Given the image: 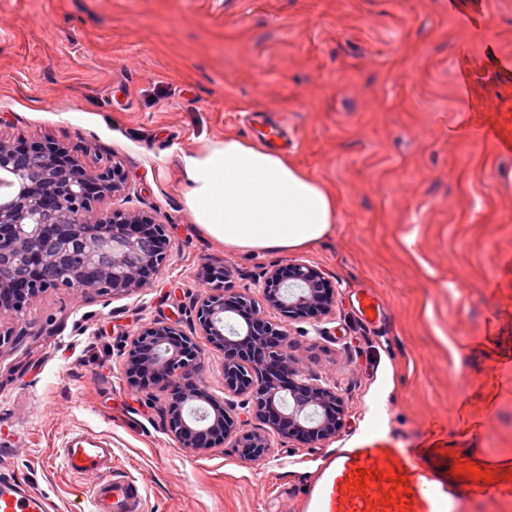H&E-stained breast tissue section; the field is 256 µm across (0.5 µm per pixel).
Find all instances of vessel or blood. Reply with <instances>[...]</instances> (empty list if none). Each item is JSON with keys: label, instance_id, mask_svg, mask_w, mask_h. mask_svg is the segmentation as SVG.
<instances>
[{"label": "vessel or blood", "instance_id": "b4317fda", "mask_svg": "<svg viewBox=\"0 0 512 512\" xmlns=\"http://www.w3.org/2000/svg\"><path fill=\"white\" fill-rule=\"evenodd\" d=\"M358 312L363 320L381 319L384 306L372 293L361 292ZM59 457L68 472L93 477V484L70 501L68 512H143L144 488L114 472L112 447L99 436L78 434L63 443ZM373 471L364 488L351 478ZM405 486H398V477ZM512 498V477L496 481H459L447 463L429 449L401 448L377 430L364 434L359 445L339 448L320 464L314 482L300 500L301 512H461L467 499ZM53 502L26 484L0 479V512H54Z\"/></svg>", "mask_w": 512, "mask_h": 512}]
</instances>
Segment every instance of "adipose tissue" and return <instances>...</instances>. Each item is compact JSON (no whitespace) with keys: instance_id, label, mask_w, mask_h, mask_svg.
Segmentation results:
<instances>
[{"instance_id":"1","label":"adipose tissue","mask_w":512,"mask_h":512,"mask_svg":"<svg viewBox=\"0 0 512 512\" xmlns=\"http://www.w3.org/2000/svg\"><path fill=\"white\" fill-rule=\"evenodd\" d=\"M186 204L197 224L242 251L309 247L338 217L334 193L288 156L228 138L184 154Z\"/></svg>"}]
</instances>
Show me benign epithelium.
<instances>
[{
	"mask_svg": "<svg viewBox=\"0 0 512 512\" xmlns=\"http://www.w3.org/2000/svg\"><path fill=\"white\" fill-rule=\"evenodd\" d=\"M2 175L8 181L0 180V316L19 317L41 293L61 286L128 295L149 285L165 261L164 227L154 215L97 210L100 201L126 191L119 164L91 167L51 142L0 139ZM21 260L29 275L16 284L10 272ZM205 278L218 284L200 301L197 325L224 352V396L213 395L202 379L199 348L177 322H154L131 340L127 383L167 393L169 428L194 452L232 438L241 460L251 463L268 458L273 434L307 445L335 437L344 424L342 399L299 368L286 326L269 318H328L335 293L323 274L299 263L271 270L262 286L263 310L209 267ZM229 315L244 318L242 331L226 332ZM286 393L299 403L283 408ZM243 395L265 428L238 431L231 411Z\"/></svg>",
	"mask_w": 512,
	"mask_h": 512,
	"instance_id": "benign-epithelium-1",
	"label": "benign epithelium"
}]
</instances>
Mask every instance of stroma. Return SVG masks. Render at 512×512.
<instances>
[{"instance_id": "35a3bbf8", "label": "stroma", "mask_w": 512, "mask_h": 512, "mask_svg": "<svg viewBox=\"0 0 512 512\" xmlns=\"http://www.w3.org/2000/svg\"><path fill=\"white\" fill-rule=\"evenodd\" d=\"M512 0H0V138L49 139L90 166L121 163L129 195L99 211L157 214L167 259L114 299L47 289L0 318V472L65 507L83 478L67 434L112 443L147 512H293L320 458L378 427L400 446L455 442L452 464L493 477L512 458ZM288 126V155L332 190L338 221L297 251L242 252L196 224L182 156ZM304 263L336 291L331 319L290 323L300 368L335 388L344 426L270 459L192 452L165 395L130 387L125 345L179 321L222 388L196 311L212 266L260 298L263 276ZM372 291L381 322L357 313Z\"/></svg>"}]
</instances>
